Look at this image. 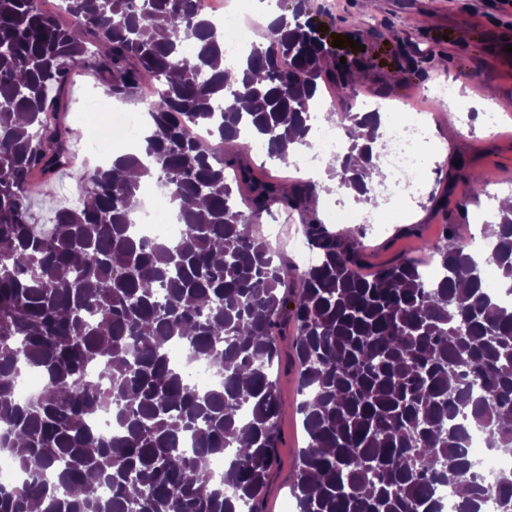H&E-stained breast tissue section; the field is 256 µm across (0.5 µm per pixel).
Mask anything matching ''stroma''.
Masks as SVG:
<instances>
[{"label":"stroma","mask_w":512,"mask_h":512,"mask_svg":"<svg viewBox=\"0 0 512 512\" xmlns=\"http://www.w3.org/2000/svg\"><path fill=\"white\" fill-rule=\"evenodd\" d=\"M306 7L327 41L346 35L358 40V49L345 46L334 55L363 68L353 90L328 87L318 111L357 112L362 99L372 96L408 113L420 105L436 117L431 142L420 147V198L388 208L386 223L361 227L365 272L399 255L428 260L424 244L449 234L474 245L497 220L489 212V194L512 195V10L499 0H306ZM102 90L95 72L71 68L66 122L74 154L68 166L32 180L30 221L39 228H49L57 209L81 198L87 171L81 150L96 128L81 125L79 116L87 95ZM452 119L460 126L453 140L446 136ZM483 171L489 174L485 190L472 195L469 181ZM277 378L284 444L267 507L297 512L289 485L308 443L297 410L298 364L280 367Z\"/></svg>","instance_id":"35a3bbf8"}]
</instances>
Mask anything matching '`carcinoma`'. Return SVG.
<instances>
[{
    "label": "carcinoma",
    "mask_w": 512,
    "mask_h": 512,
    "mask_svg": "<svg viewBox=\"0 0 512 512\" xmlns=\"http://www.w3.org/2000/svg\"><path fill=\"white\" fill-rule=\"evenodd\" d=\"M61 2L74 21L0 0V448L25 475L0 488V512H265L283 406L270 372L290 326L309 438L292 485L299 512H441L438 485L458 512L489 501L512 512V472L487 486L464 448L478 427L512 455V307L482 277L485 263L512 283V209L479 261L453 241L425 246L434 281L414 258L363 276L362 254L310 209L330 186L287 192L182 133L194 123L222 144L257 138L283 162L308 145L319 82L352 87L356 73L324 69L331 50L304 0L248 50L238 78L203 0ZM75 65L116 100L137 97L149 74L162 93L141 153L87 170L92 204L58 210L43 230L29 223L28 186L70 162V128L50 115L67 111ZM337 116L348 147L331 174L367 202L377 113ZM130 168L178 203L179 238L138 234ZM227 169L251 186L247 214L229 204ZM274 203L299 214L321 252L296 298L253 233ZM176 346L204 359L216 385L198 388L174 364ZM24 371L45 379L27 403L14 391ZM102 412L108 438L88 427ZM226 451L217 480L209 460Z\"/></svg>",
    "instance_id": "obj_1"
}]
</instances>
